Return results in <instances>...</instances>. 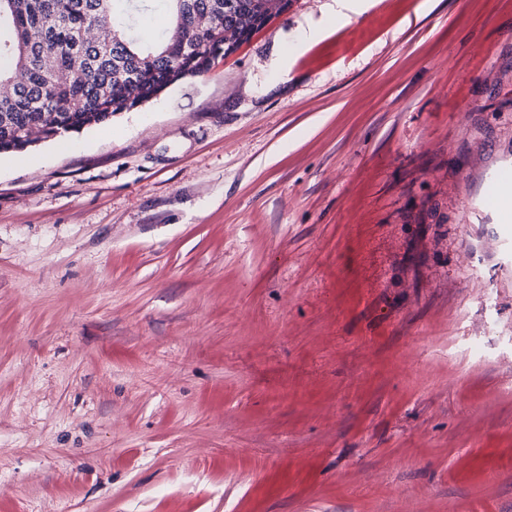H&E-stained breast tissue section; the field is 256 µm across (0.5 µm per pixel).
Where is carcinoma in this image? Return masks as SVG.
<instances>
[{
	"mask_svg": "<svg viewBox=\"0 0 512 512\" xmlns=\"http://www.w3.org/2000/svg\"><path fill=\"white\" fill-rule=\"evenodd\" d=\"M163 2L168 24L146 42L132 29L151 20V0H0V83L22 78L0 96V153L108 123L209 72L293 0ZM90 23L104 46L80 41Z\"/></svg>",
	"mask_w": 512,
	"mask_h": 512,
	"instance_id": "1",
	"label": "carcinoma"
}]
</instances>
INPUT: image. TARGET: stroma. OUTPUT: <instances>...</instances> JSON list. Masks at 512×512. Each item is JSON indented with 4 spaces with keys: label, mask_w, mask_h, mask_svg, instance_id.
Returning a JSON list of instances; mask_svg holds the SVG:
<instances>
[{
    "label": "stroma",
    "mask_w": 512,
    "mask_h": 512,
    "mask_svg": "<svg viewBox=\"0 0 512 512\" xmlns=\"http://www.w3.org/2000/svg\"><path fill=\"white\" fill-rule=\"evenodd\" d=\"M331 4L0 154V512H512V0Z\"/></svg>",
    "instance_id": "obj_1"
}]
</instances>
